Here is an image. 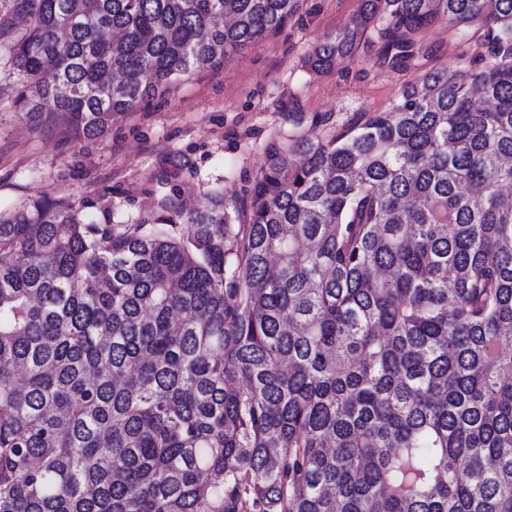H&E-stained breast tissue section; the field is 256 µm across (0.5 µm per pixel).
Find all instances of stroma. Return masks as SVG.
Returning a JSON list of instances; mask_svg holds the SVG:
<instances>
[{
  "label": "stroma",
  "instance_id": "stroma-1",
  "mask_svg": "<svg viewBox=\"0 0 512 512\" xmlns=\"http://www.w3.org/2000/svg\"><path fill=\"white\" fill-rule=\"evenodd\" d=\"M358 0H305L299 15L220 68H204L109 134L79 137L59 118L32 119L0 80V211L38 195L75 201L86 219L151 223L174 209H202L214 191L242 201L273 140L343 132L367 112H387L403 88L438 66L479 70L491 62L480 26L422 31L401 68L378 61L369 35L327 73L305 65L309 50L355 15Z\"/></svg>",
  "mask_w": 512,
  "mask_h": 512
}]
</instances>
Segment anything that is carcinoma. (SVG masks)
Listing matches in <instances>:
<instances>
[{
	"label": "carcinoma",
	"mask_w": 512,
	"mask_h": 512,
	"mask_svg": "<svg viewBox=\"0 0 512 512\" xmlns=\"http://www.w3.org/2000/svg\"><path fill=\"white\" fill-rule=\"evenodd\" d=\"M358 2L311 71L439 23L501 61L270 142L184 228L0 212V512H512V0ZM302 4L0 0V75L99 137Z\"/></svg>",
	"instance_id": "carcinoma-1"
}]
</instances>
